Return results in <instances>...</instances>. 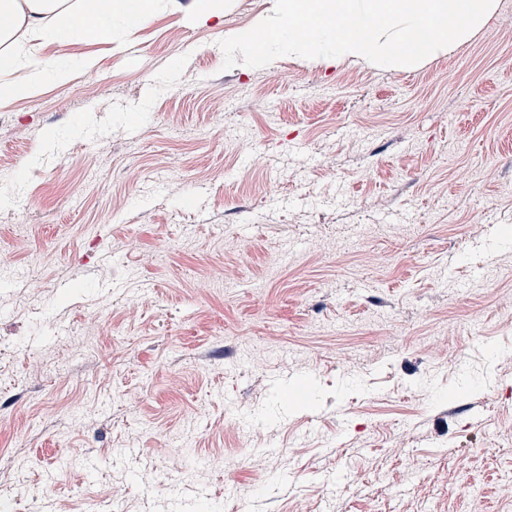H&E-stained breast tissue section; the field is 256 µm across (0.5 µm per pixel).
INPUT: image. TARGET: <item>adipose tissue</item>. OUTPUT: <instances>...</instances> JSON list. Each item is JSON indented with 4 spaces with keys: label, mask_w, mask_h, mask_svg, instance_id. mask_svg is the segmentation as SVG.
Here are the masks:
<instances>
[{
    "label": "adipose tissue",
    "mask_w": 512,
    "mask_h": 512,
    "mask_svg": "<svg viewBox=\"0 0 512 512\" xmlns=\"http://www.w3.org/2000/svg\"><path fill=\"white\" fill-rule=\"evenodd\" d=\"M151 0H0V103L27 97L48 82L66 84L72 65L66 57L41 58L36 46L49 41L64 46L76 39L104 41L112 37L113 20L135 27Z\"/></svg>",
    "instance_id": "1"
}]
</instances>
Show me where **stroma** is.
Listing matches in <instances>:
<instances>
[{
    "instance_id": "35a3bbf8",
    "label": "stroma",
    "mask_w": 512,
    "mask_h": 512,
    "mask_svg": "<svg viewBox=\"0 0 512 512\" xmlns=\"http://www.w3.org/2000/svg\"><path fill=\"white\" fill-rule=\"evenodd\" d=\"M199 4L0 105V497L512 512V0L413 70H226L272 0Z\"/></svg>"
}]
</instances>
